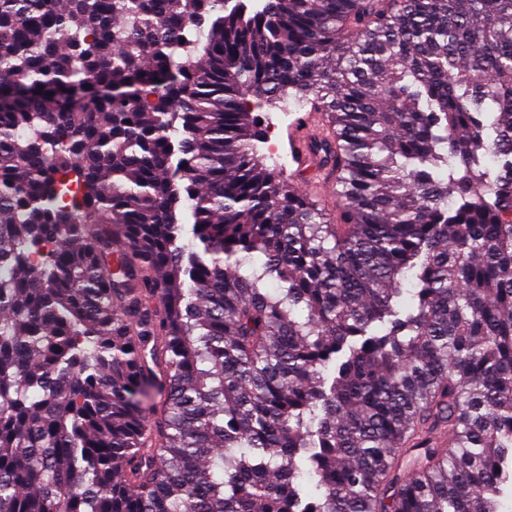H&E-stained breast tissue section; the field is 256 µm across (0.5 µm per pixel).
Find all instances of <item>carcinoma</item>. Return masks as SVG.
I'll list each match as a JSON object with an SVG mask.
<instances>
[{
    "label": "carcinoma",
    "instance_id": "carcinoma-1",
    "mask_svg": "<svg viewBox=\"0 0 512 512\" xmlns=\"http://www.w3.org/2000/svg\"><path fill=\"white\" fill-rule=\"evenodd\" d=\"M0 268V512H500L512 0H0ZM281 107H271L265 106L259 112H255L254 114L260 115L258 117L262 122L260 125L262 136L261 141L256 142L257 148L259 151V155L265 158V163L267 165H275L274 162H282L284 157L286 159V163L282 166L286 175H291L295 172L298 167L297 162H295L291 155L289 154V148L287 143V133L289 131V127L294 123L295 118L299 116H303L309 110V107L300 112H288V104L286 106L280 104ZM271 140L270 148V159L267 156V147L269 145L268 140ZM278 152H277V150ZM282 156H280L279 154ZM323 176V173H317L316 176H308L306 180L296 182V186L307 197L318 200L326 209L336 210V195L333 190L330 193H324L320 189Z\"/></svg>",
    "mask_w": 512,
    "mask_h": 512
}]
</instances>
